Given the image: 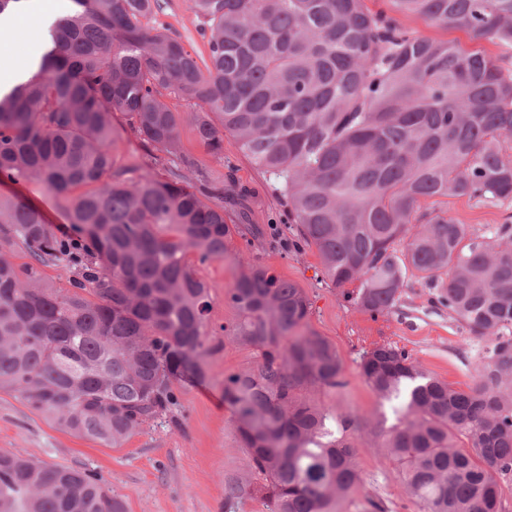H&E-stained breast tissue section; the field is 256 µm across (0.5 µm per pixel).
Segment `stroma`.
<instances>
[{"mask_svg":"<svg viewBox=\"0 0 512 512\" xmlns=\"http://www.w3.org/2000/svg\"><path fill=\"white\" fill-rule=\"evenodd\" d=\"M148 22L181 38L198 62L208 61V39L201 33L202 21L189 0H162L161 10ZM404 25L423 37L454 40L464 49L485 51L503 70L512 71L511 46L473 40L464 31H447L420 20L408 19ZM180 142L194 183L222 186L229 195L242 190L248 193L250 223L233 224L230 258L195 265L210 293L208 331L220 344L208 360L209 380L176 385L177 405L172 414L147 423L117 448L58 430L14 393L0 391V452L95 470L123 497L126 512H266L262 500L255 496L224 499L226 484L244 476L249 465L248 452L224 403V379L251 369L256 362L251 347L226 340L223 332L224 324L236 318L225 298L240 272L232 260L236 254L297 283L309 296V324L335 346L348 381L341 392L322 395L324 404L371 420L389 412V404L379 400L359 373L363 352L383 344L405 349L426 371L456 387L464 389L474 383L490 340L473 337L447 309L434 306L424 281L410 278L399 304L389 311L373 315L359 310L342 289L324 278L315 248L294 247L296 227L288 219L286 200L269 189L264 173L232 136L224 138L220 161L197 141L189 122L181 124ZM1 195L20 198L39 209L50 229L67 223L55 197L40 183L0 181ZM436 212L480 233L488 226L512 222V201L452 197L437 206ZM355 445L365 477L360 497L401 503L400 487L368 436L358 435Z\"/></svg>","mask_w":512,"mask_h":512,"instance_id":"stroma-1","label":"stroma"}]
</instances>
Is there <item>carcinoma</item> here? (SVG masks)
Listing matches in <instances>:
<instances>
[{"instance_id":"cac0c4a2","label":"carcinoma","mask_w":512,"mask_h":512,"mask_svg":"<svg viewBox=\"0 0 512 512\" xmlns=\"http://www.w3.org/2000/svg\"><path fill=\"white\" fill-rule=\"evenodd\" d=\"M36 70L0 92V177L62 201L73 238L0 197V390L59 429L119 447L176 406L175 383L207 378L209 288L190 256L224 259V189L183 173L181 113L224 160V134L288 198L297 236L358 309L383 313L412 276L474 336L492 337L466 389L405 350L362 354L360 374L397 403L362 422L320 402L346 386L336 348L309 326L296 283L235 257L224 337L257 352L224 379L248 474L228 498L267 512H345L364 485L367 433L418 512H503L512 491V224L478 235L421 210L431 199L512 200V74L480 51L417 36L365 0H190L209 30L200 67L164 27L159 0H72ZM407 17L512 46V0H392ZM119 112L153 165L119 166ZM85 266L70 287L38 266ZM0 512H126L87 468L0 453Z\"/></svg>"}]
</instances>
